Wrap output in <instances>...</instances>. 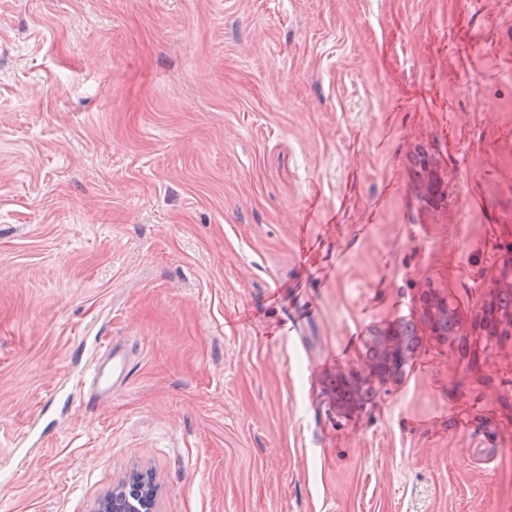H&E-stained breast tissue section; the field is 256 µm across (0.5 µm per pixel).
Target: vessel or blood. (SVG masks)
<instances>
[{"mask_svg":"<svg viewBox=\"0 0 512 512\" xmlns=\"http://www.w3.org/2000/svg\"><path fill=\"white\" fill-rule=\"evenodd\" d=\"M131 352L127 345L101 342L99 351L88 364L89 388L83 398L86 409H96L112 393L125 386L131 377Z\"/></svg>","mask_w":512,"mask_h":512,"instance_id":"1","label":"vessel or blood"}]
</instances>
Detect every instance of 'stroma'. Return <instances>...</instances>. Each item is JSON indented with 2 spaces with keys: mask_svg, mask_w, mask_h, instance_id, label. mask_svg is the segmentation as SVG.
Masks as SVG:
<instances>
[{
  "mask_svg": "<svg viewBox=\"0 0 512 512\" xmlns=\"http://www.w3.org/2000/svg\"><path fill=\"white\" fill-rule=\"evenodd\" d=\"M510 246L512 0H0V512H512ZM504 274L508 276L509 279L512 277V248L510 247L506 254L503 262V267L498 275H494L490 279L489 285V301L491 300L494 292L497 290V286L500 284ZM508 291L504 292V296L501 299L498 297L494 298L486 307V312L493 317L495 312L501 311L502 313L507 312L509 310V304H512V299L509 298ZM423 306L424 312L429 319L430 328L433 333L437 334L438 336H451L456 332L458 328V322L454 318H451L448 321V305L445 301H434L432 305H428L427 302H424ZM438 307L444 310L443 320L441 321L435 312ZM372 345L377 356L367 363L364 376L354 377V382L384 383L394 370L402 369L412 359L417 350V336L410 326L398 330L382 331L373 334ZM131 351L125 344L101 341L99 351L87 365L89 388L83 398L85 408L94 410L112 393L125 386L131 377ZM135 485H130V482ZM142 488L143 491L149 492L148 502L150 504V512H154L156 507L157 490L152 478L146 472H135L128 476L127 479L121 482L117 487H113L112 493L104 497L98 505L97 512H124L125 508V492L129 498L130 506L134 509H142L146 506L144 496H141L137 488Z\"/></svg>",
  "mask_w": 512,
  "mask_h": 512,
  "instance_id": "stroma-1",
  "label": "stroma"
}]
</instances>
